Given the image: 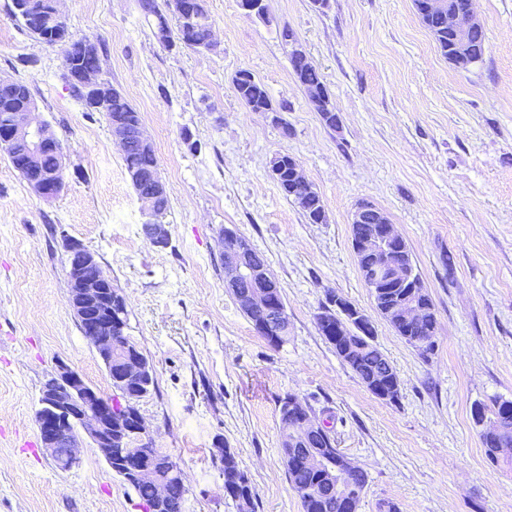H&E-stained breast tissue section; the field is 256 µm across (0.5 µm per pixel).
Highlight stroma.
<instances>
[{"label": "stroma", "instance_id": "stroma-1", "mask_svg": "<svg viewBox=\"0 0 512 512\" xmlns=\"http://www.w3.org/2000/svg\"><path fill=\"white\" fill-rule=\"evenodd\" d=\"M487 47L467 71L438 52L412 0H206L217 50L168 48L138 0H60L69 31L103 40L104 77L142 114L169 189L166 246L142 232L141 204L102 114L63 78L59 46L32 37L0 0V77L24 81L61 140L65 187L40 197L0 152V512H144L90 441L59 468L40 449L41 389L66 362L105 396L106 367L70 306L64 238L94 252L126 298V333L153 370L138 402L155 447L183 473L186 512H236L214 454L231 448L255 512H302L280 453L278 404L292 393L332 415L335 446L368 476L358 512H512V465H492L474 402L512 399V0H478ZM320 71L339 116L327 127L296 80L282 30ZM275 114L236 95L239 71ZM290 135H283L282 125ZM296 158L322 198L311 224L269 173ZM408 244L435 306L420 354L377 316L352 247L359 203ZM261 252L291 327L273 347L224 286L225 228ZM339 295L371 315L400 393L373 395L316 316Z\"/></svg>", "mask_w": 512, "mask_h": 512}]
</instances>
